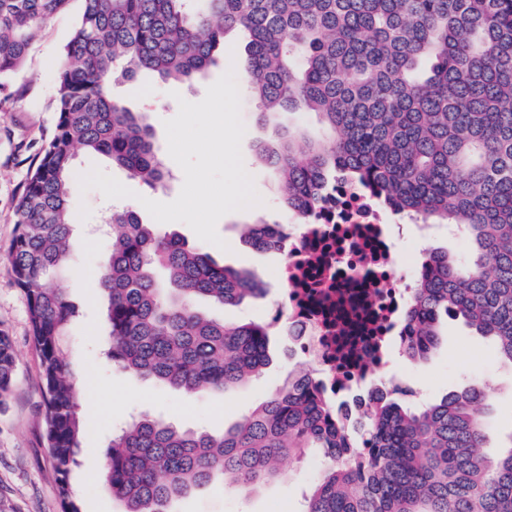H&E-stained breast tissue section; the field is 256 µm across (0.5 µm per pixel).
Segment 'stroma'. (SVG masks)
<instances>
[{
	"instance_id": "35a3bbf8",
	"label": "stroma",
	"mask_w": 512,
	"mask_h": 512,
	"mask_svg": "<svg viewBox=\"0 0 512 512\" xmlns=\"http://www.w3.org/2000/svg\"><path fill=\"white\" fill-rule=\"evenodd\" d=\"M82 6V0H70L64 13L53 16L38 30L24 65L6 80L13 99L0 105V329L11 337L17 357L8 405L0 411V512H61L45 437L40 355L32 341L26 298L8 268L6 248L15 231L16 204L27 174L53 131L57 66ZM226 71L220 62L189 83L167 82L150 71L140 72L132 82L113 81L112 96L142 113L150 124L157 154L170 173L165 187L154 191L157 201L175 200L184 183L182 169L168 153L165 121L177 115L179 100L200 102L208 87ZM239 91L246 128L241 143L244 166L254 178L262 205L219 220L217 232L228 244L224 250L199 239L186 223L167 222L161 229L210 253L217 262L253 271L261 281L264 294L240 305L223 308L204 300L197 303L200 310L216 319L269 326L270 360L259 377L223 394H200L144 381L116 365L105 364L99 356L106 327L97 283L106 243L94 227L106 209H131L135 203L130 198L106 199L95 189L72 190L74 261L50 283L77 311L69 329L66 361L77 384L86 433L70 483L83 502L84 512H123L122 504L101 488L100 479L112 429L131 414L145 412L181 428L219 434L263 403L289 374L307 365L306 359L291 352L282 324L275 321L284 288L277 270L286 256L279 251L253 249L245 243L241 227L259 221L285 224L290 219L282 205L280 178L259 160L257 142L273 140L276 128L294 123L305 124L314 133L321 125L316 115L293 113L280 114L276 124L264 123L247 85H240ZM382 374L405 380L414 389L415 395L409 400L414 408L479 383L489 394L481 411L490 433L485 455L497 456L512 441V364L498 358L491 339L462 321H443L438 343L425 361L413 365L399 356ZM309 460L306 454L285 459L278 477L247 493L227 492L222 477H215L206 488L174 499L170 512H303L316 480L308 468Z\"/></svg>"
}]
</instances>
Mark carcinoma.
<instances>
[{
  "mask_svg": "<svg viewBox=\"0 0 512 512\" xmlns=\"http://www.w3.org/2000/svg\"><path fill=\"white\" fill-rule=\"evenodd\" d=\"M70 0H0V77L25 62L39 28ZM62 53L57 120L29 172L6 251L27 297L40 352L45 427L61 512H83L69 477L83 423L65 361L76 316L49 277L73 259L69 172L75 148L106 156L162 187L149 125L112 98V80L148 70L191 81L225 38L247 39L244 79L261 114H316L323 135L283 134L259 155L280 175L283 203L312 219L340 180L390 212L461 227L472 257L423 261L397 344L413 362L437 344L443 318L491 337L512 365V0H82ZM99 286L103 355L125 371L195 393L225 392L268 364V328L202 314L205 297L234 306L265 292L257 277L114 210ZM258 251H288L273 224L244 225ZM16 372L0 329V409ZM486 391L471 386L413 409L396 392L332 400L297 373L221 435L141 415L112 435L103 484L126 512H168L217 474L250 492L282 461L314 446L326 464L305 512H512V435L480 452Z\"/></svg>",
  "mask_w": 512,
  "mask_h": 512,
  "instance_id": "cac0c4a2",
  "label": "carcinoma"
}]
</instances>
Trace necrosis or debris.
<instances>
[{"mask_svg": "<svg viewBox=\"0 0 512 512\" xmlns=\"http://www.w3.org/2000/svg\"><path fill=\"white\" fill-rule=\"evenodd\" d=\"M279 271L294 353L320 380L360 392L395 350L398 322L417 274L396 247L384 211L341 184L312 223L292 224Z\"/></svg>", "mask_w": 512, "mask_h": 512, "instance_id": "4bbe7bcc", "label": "necrosis or debris"}]
</instances>
